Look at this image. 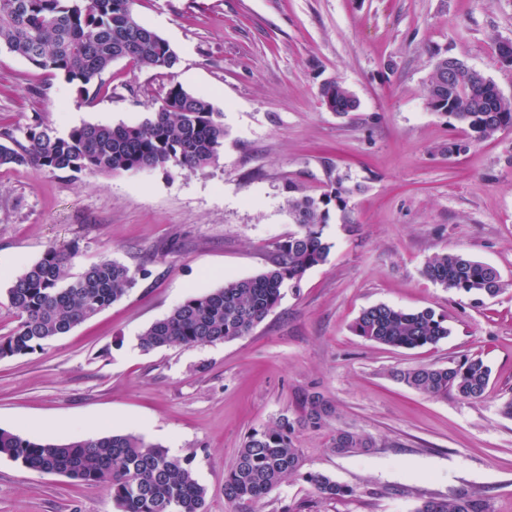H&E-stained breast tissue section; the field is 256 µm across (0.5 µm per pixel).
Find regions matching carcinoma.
Here are the masks:
<instances>
[{
    "label": "carcinoma",
    "mask_w": 512,
    "mask_h": 512,
    "mask_svg": "<svg viewBox=\"0 0 512 512\" xmlns=\"http://www.w3.org/2000/svg\"><path fill=\"white\" fill-rule=\"evenodd\" d=\"M137 0H0V46L32 65L62 77L85 97L97 95L101 75L126 59L170 71L179 58L170 44L138 19ZM336 113L347 115L358 103L344 84L322 85ZM427 105L465 125L464 139L448 153L465 150L499 131L512 129V99L482 73L449 56H436ZM224 147L223 113L206 98L171 85L157 100L152 116L137 124H84L60 135L35 114L19 128L0 129V167L24 166L37 174H108L161 170L168 175L199 173ZM347 190L338 186L318 197L288 200L297 230L274 245L272 265L247 278L192 295L152 323L140 336L144 351L214 344L248 335L279 304L282 288L299 283L324 263L332 244L323 237L330 205L343 211ZM80 247H50L6 289L18 324L0 336V359L26 355L97 316L137 283L136 273L107 256L75 273ZM421 274L465 295L497 296L504 288L498 270L459 252L435 254ZM364 339L396 349L435 345L450 334L447 319L432 309L407 311L387 304L364 309L353 324ZM396 379L430 398L453 391L467 400L487 393L491 368L479 356H465L447 367L418 365ZM302 414L282 417L248 434L224 474V499L231 512H256L257 505L286 479L302 476L326 499H341L354 489L320 472L301 473L302 449L296 434L329 427L336 408L323 394L308 392ZM376 440L352 429L333 430L328 450L339 456L366 455ZM23 466L65 475L87 485H106L117 512H207V490L188 461L159 444L132 434H107L70 442L28 439L0 429V457ZM414 512H490L487 500L467 494L454 501L423 499Z\"/></svg>",
    "instance_id": "obj_1"
}]
</instances>
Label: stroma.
<instances>
[{"label": "stroma", "instance_id": "1", "mask_svg": "<svg viewBox=\"0 0 512 512\" xmlns=\"http://www.w3.org/2000/svg\"><path fill=\"white\" fill-rule=\"evenodd\" d=\"M140 21L179 57L173 70L126 60L94 100L0 48V124L41 113L57 133L149 117L170 84L224 114V147L202 175L163 171L39 175L0 167V334L18 318L13 278L51 246L78 242L81 263L107 255L140 274L120 301L34 353L0 359V428L57 441L109 432L189 460L208 512H228L224 474L247 434L296 418L317 391L335 427L375 437L363 456H337L328 431H302L304 469L353 488L324 499L302 478L260 512H412L425 497L486 498L512 512V130L448 154L462 125L427 106L432 56H455L512 99V0H139ZM342 82L356 112L326 110L324 82ZM348 188L332 210V249L249 335L191 348L141 350L153 322L193 294L270 266L295 231L297 194ZM464 252L496 267L493 298L427 280L425 261ZM433 309L451 334L407 350L356 336L364 308ZM477 355L492 369L484 399H430L392 373ZM0 512H116L108 490L0 457Z\"/></svg>", "mask_w": 512, "mask_h": 512}]
</instances>
